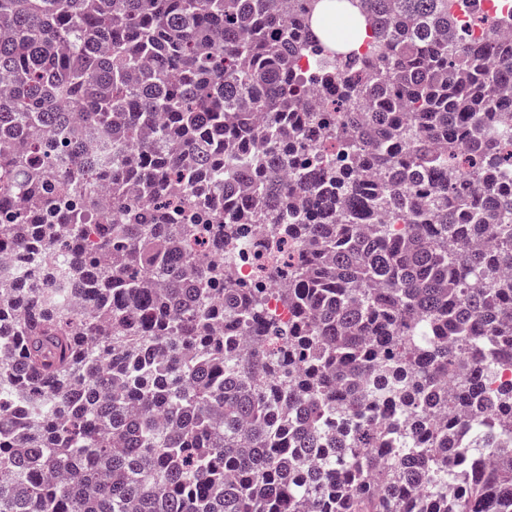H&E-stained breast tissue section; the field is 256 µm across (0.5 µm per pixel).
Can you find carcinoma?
<instances>
[{"mask_svg":"<svg viewBox=\"0 0 512 512\" xmlns=\"http://www.w3.org/2000/svg\"><path fill=\"white\" fill-rule=\"evenodd\" d=\"M506 31L512 0H0V249L42 214L61 257L0 274V512H512V381L472 360L512 365ZM256 224L304 245L261 270L284 334L213 261Z\"/></svg>","mask_w":512,"mask_h":512,"instance_id":"1","label":"carcinoma"}]
</instances>
